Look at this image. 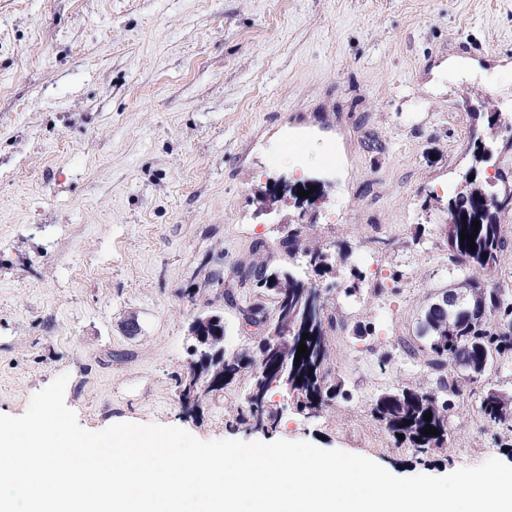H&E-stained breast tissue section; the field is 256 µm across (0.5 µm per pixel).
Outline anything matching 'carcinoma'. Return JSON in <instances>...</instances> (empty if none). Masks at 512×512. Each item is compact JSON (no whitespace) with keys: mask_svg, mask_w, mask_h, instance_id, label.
<instances>
[{"mask_svg":"<svg viewBox=\"0 0 512 512\" xmlns=\"http://www.w3.org/2000/svg\"><path fill=\"white\" fill-rule=\"evenodd\" d=\"M497 152L495 142L480 143L468 170L474 179L466 181L461 191L448 200V247L452 261L468 270V275L458 282V288L437 293L424 309L414 338L400 339L404 352L422 354L424 364L435 372L452 362L466 360L473 380L485 373L486 359L512 355V302L501 299L498 289L482 278L497 263L498 253L504 246L501 215L512 206V189L501 197L495 196L479 181L481 170ZM475 221L480 222V227L472 226ZM462 232L472 235L475 250L469 249V242L461 241ZM279 247L290 258L300 254L308 259L320 277L335 270L331 253L307 244L298 226H288ZM265 252L264 245L255 247L254 253L261 259L244 267L241 277L275 298L274 316L266 317L257 302L238 308L242 319L265 328L257 351L246 349L232 356L220 354L218 350L224 346L220 339L224 335L222 320L198 317L191 323L190 331L208 340L213 356L206 362L198 361L178 380V397L188 412L217 400L224 386L243 375L250 378L251 400L246 408L231 411L232 422L239 425L252 423L266 428L275 425L276 413L267 407V395L274 388L287 391L296 408L308 413L343 396L341 382L332 378L327 368V329L336 323L329 313V299L313 283H301L288 272L271 267ZM457 291L467 301V312L439 307L449 293ZM304 333L308 334L305 340ZM301 342L306 344L308 357L297 362L295 355ZM449 409L450 403L436 398V394L421 387L402 385L377 395L371 414L395 444L404 443L427 454L448 442ZM428 412L432 415L429 422L424 419ZM480 412L489 423L512 431V396L490 387L481 396ZM428 424L438 434L425 435ZM400 434L404 435L402 441L398 439Z\"/></svg>","mask_w":512,"mask_h":512,"instance_id":"cac0c4a2","label":"carcinoma"}]
</instances>
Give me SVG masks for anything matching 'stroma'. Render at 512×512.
<instances>
[{
  "instance_id": "35a3bbf8",
  "label": "stroma",
  "mask_w": 512,
  "mask_h": 512,
  "mask_svg": "<svg viewBox=\"0 0 512 512\" xmlns=\"http://www.w3.org/2000/svg\"><path fill=\"white\" fill-rule=\"evenodd\" d=\"M510 140L512 0H0V414L65 373L93 432L307 441L398 477L512 466L479 410L512 394L510 357L461 382L431 454L371 415L382 391L456 378L397 340L462 277L445 228L476 143ZM300 184L314 204L282 197ZM288 224L345 246L319 281L344 398L304 414L271 390L265 432L230 421L240 378L186 415L191 321L220 315L226 351L255 348L223 280L255 241L279 260Z\"/></svg>"
}]
</instances>
